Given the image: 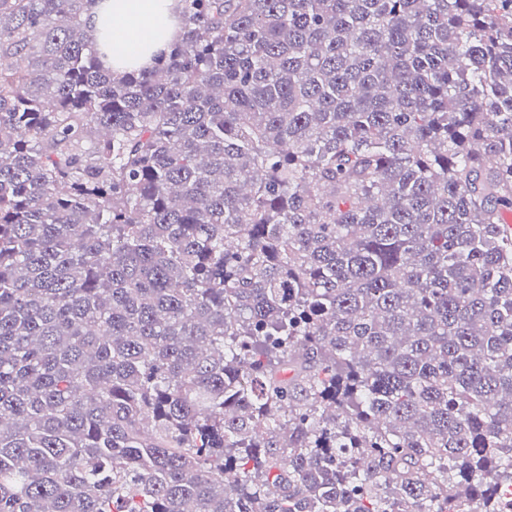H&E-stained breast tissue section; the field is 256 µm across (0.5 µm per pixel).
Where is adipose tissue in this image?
<instances>
[{
  "instance_id": "ef3b65f1",
  "label": "adipose tissue",
  "mask_w": 512,
  "mask_h": 512,
  "mask_svg": "<svg viewBox=\"0 0 512 512\" xmlns=\"http://www.w3.org/2000/svg\"><path fill=\"white\" fill-rule=\"evenodd\" d=\"M94 32H106L103 68L120 70L151 63L180 36L176 0H100L91 14Z\"/></svg>"
}]
</instances>
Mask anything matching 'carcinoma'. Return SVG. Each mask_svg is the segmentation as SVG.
<instances>
[{
    "instance_id": "carcinoma-1",
    "label": "carcinoma",
    "mask_w": 512,
    "mask_h": 512,
    "mask_svg": "<svg viewBox=\"0 0 512 512\" xmlns=\"http://www.w3.org/2000/svg\"><path fill=\"white\" fill-rule=\"evenodd\" d=\"M0 0V512H500L512 0ZM94 34L108 35L103 68L141 67L169 50L180 36L176 0H102L91 14Z\"/></svg>"
}]
</instances>
